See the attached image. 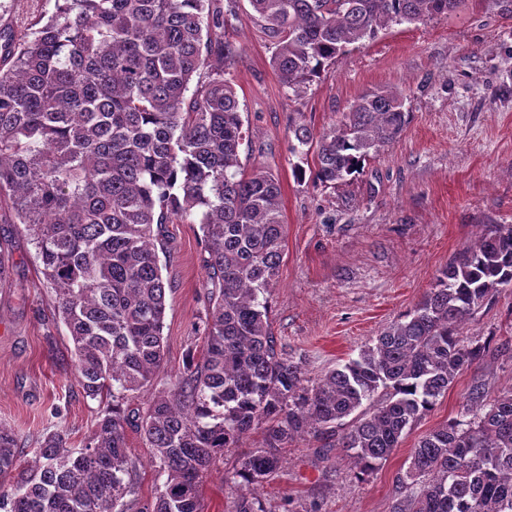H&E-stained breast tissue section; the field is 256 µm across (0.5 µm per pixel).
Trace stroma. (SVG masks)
I'll list each match as a JSON object with an SVG mask.
<instances>
[{"mask_svg":"<svg viewBox=\"0 0 512 512\" xmlns=\"http://www.w3.org/2000/svg\"><path fill=\"white\" fill-rule=\"evenodd\" d=\"M51 0H0V36L26 37ZM225 33L241 50L230 78L251 132L241 160L264 167L281 186L283 259L270 291V321L281 348L303 357L308 378L356 358L390 322L412 311L439 272L490 224H512V0H463L423 23L395 24L350 45L296 94L272 67L273 41L248 0H233ZM388 87L405 97L409 122L400 138L367 160L356 178L333 187L297 182L289 119L320 133L363 92ZM163 274L171 283L158 383L201 351L211 285L198 225L177 219L160 230ZM0 251L10 276L0 282V422L26 446L61 429L73 448L96 429L99 402L82 397L69 332L53 316L51 289L22 225L0 206ZM465 338L512 336V288L486 302ZM493 389L512 385V348L460 374L435 408L408 430L379 469L357 477L335 438L312 436L283 452L277 475L259 488L268 512H389L419 439L459 417L477 376ZM61 417H54V410ZM138 464L139 496L159 482L135 429H127ZM263 442L262 430L225 450L202 485L204 512H231L239 491L230 475Z\"/></svg>","mask_w":512,"mask_h":512,"instance_id":"stroma-1","label":"stroma"}]
</instances>
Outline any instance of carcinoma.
Returning a JSON list of instances; mask_svg holds the SVG:
<instances>
[{"instance_id": "carcinoma-1", "label": "carcinoma", "mask_w": 512, "mask_h": 512, "mask_svg": "<svg viewBox=\"0 0 512 512\" xmlns=\"http://www.w3.org/2000/svg\"><path fill=\"white\" fill-rule=\"evenodd\" d=\"M275 39L272 65L298 94L347 47L393 24L446 15L462 0H248ZM33 38L0 46V201L35 245L54 307L71 336L77 382L109 397L91 442L60 430L37 440L28 468L0 423V512H203V478L256 428L264 444L232 479V512H267L256 489L296 438L338 437L361 473L377 469L456 377L508 344L468 340L462 326L512 288V224H493L440 271L415 309L358 358L311 380L278 351L266 293L282 262L279 180L246 173L236 90L226 75L240 49L218 0H53ZM403 95H360L317 136L291 121L295 155L316 156L294 177L334 187L403 132ZM191 216L205 242L211 292L204 353L188 355L161 388L164 281L155 228ZM151 393L144 411L124 404ZM164 477L140 506L126 428ZM390 512H512V386L484 379L460 416L415 446Z\"/></svg>"}]
</instances>
